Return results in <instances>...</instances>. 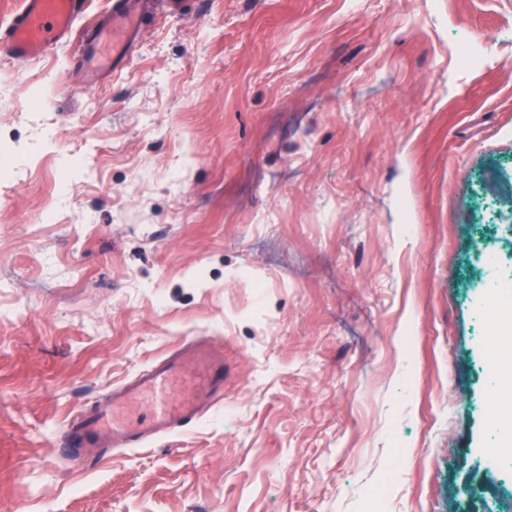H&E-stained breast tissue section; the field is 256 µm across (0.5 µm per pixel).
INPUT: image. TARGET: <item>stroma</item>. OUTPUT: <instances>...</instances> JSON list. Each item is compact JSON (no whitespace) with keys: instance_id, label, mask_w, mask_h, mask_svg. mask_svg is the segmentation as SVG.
<instances>
[{"instance_id":"1","label":"stroma","mask_w":512,"mask_h":512,"mask_svg":"<svg viewBox=\"0 0 512 512\" xmlns=\"http://www.w3.org/2000/svg\"><path fill=\"white\" fill-rule=\"evenodd\" d=\"M78 48L0 59V512H512V0H154L123 68ZM194 336L220 409L61 455ZM496 295L500 297L499 309L490 316L495 325V336L489 354V361L486 367V374L495 372L500 360L512 356V342L499 341L497 336H508L512 334V278H504L497 281L495 285Z\"/></svg>"}]
</instances>
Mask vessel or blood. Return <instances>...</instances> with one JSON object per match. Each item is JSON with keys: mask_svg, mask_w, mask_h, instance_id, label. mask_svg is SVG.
I'll list each match as a JSON object with an SVG mask.
<instances>
[{"mask_svg": "<svg viewBox=\"0 0 512 512\" xmlns=\"http://www.w3.org/2000/svg\"><path fill=\"white\" fill-rule=\"evenodd\" d=\"M83 5L84 0H24L18 17L0 28V55L26 62L70 41ZM141 25L134 0H114L111 11L90 28L95 36L112 31L101 69L126 63ZM223 399L224 356L201 336L113 387L103 405L69 420L62 437L67 445L98 457L107 448H141L193 426Z\"/></svg>", "mask_w": 512, "mask_h": 512, "instance_id": "1", "label": "vessel or blood"}]
</instances>
